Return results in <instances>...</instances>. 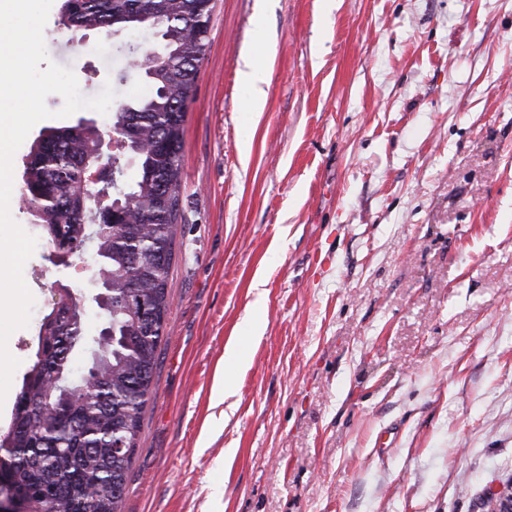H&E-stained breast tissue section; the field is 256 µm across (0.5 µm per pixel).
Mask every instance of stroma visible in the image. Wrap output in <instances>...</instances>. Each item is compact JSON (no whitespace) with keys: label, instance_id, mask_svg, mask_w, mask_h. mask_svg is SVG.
I'll use <instances>...</instances> for the list:
<instances>
[{"label":"stroma","instance_id":"stroma-1","mask_svg":"<svg viewBox=\"0 0 512 512\" xmlns=\"http://www.w3.org/2000/svg\"><path fill=\"white\" fill-rule=\"evenodd\" d=\"M213 3L121 512H485L512 481V0ZM43 36L83 96L144 89L105 33L74 43L53 10ZM264 46L254 112L240 72ZM88 263L42 242L26 262L0 437L59 285L103 322ZM243 361L242 355L238 350H230L229 352H225L224 358V368L226 374V368L229 364H239ZM224 374V382L221 379L213 388L212 391V404L219 406L224 404V400L229 396L231 392V383L226 379V375Z\"/></svg>","mask_w":512,"mask_h":512}]
</instances>
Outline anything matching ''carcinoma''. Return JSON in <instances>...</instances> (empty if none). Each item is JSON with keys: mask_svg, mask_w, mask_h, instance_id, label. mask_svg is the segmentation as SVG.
<instances>
[{"mask_svg": "<svg viewBox=\"0 0 512 512\" xmlns=\"http://www.w3.org/2000/svg\"><path fill=\"white\" fill-rule=\"evenodd\" d=\"M212 9V0H60L62 26L108 36L146 27L151 11L164 49L147 93L112 111V129L122 137L117 147L129 154L134 172L126 177L120 157H112L123 186L112 189L111 223L97 222L93 202L74 191L101 136L97 125L47 127L24 161L26 195L40 202L23 205L51 248L79 257L94 240L92 273L112 306V338L88 368L86 392L76 397L59 376L86 339L81 300L44 316L3 437L8 449L0 452V479L23 512H121L171 305L184 124Z\"/></svg>", "mask_w": 512, "mask_h": 512, "instance_id": "obj_1", "label": "carcinoma"}]
</instances>
